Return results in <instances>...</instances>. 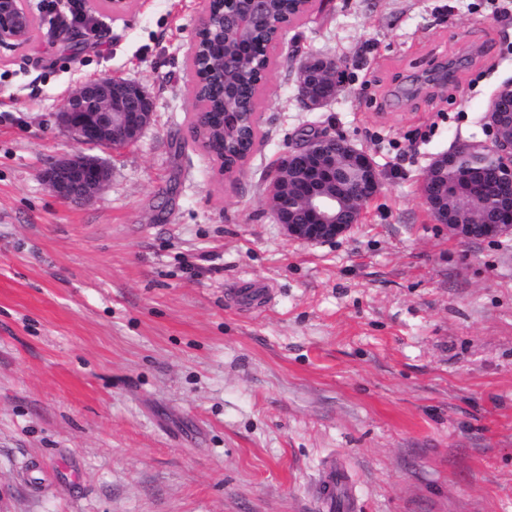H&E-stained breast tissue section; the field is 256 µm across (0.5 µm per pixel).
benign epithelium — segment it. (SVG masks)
<instances>
[{
  "label": "benign epithelium",
  "instance_id": "benign-epithelium-1",
  "mask_svg": "<svg viewBox=\"0 0 512 512\" xmlns=\"http://www.w3.org/2000/svg\"><path fill=\"white\" fill-rule=\"evenodd\" d=\"M213 0H203V11L198 28L213 25V35L221 39L232 35L234 41L225 42L224 53L214 72L222 74L230 66L235 43L245 41L257 27L270 28L280 37L287 28L270 13L269 0H224V12L211 21ZM36 15L32 0H0V48L13 50L27 44L32 37ZM340 63L333 57L310 54L301 60L297 70L296 98L306 111L320 109L336 95L340 84ZM319 77L329 90L327 95L312 91L310 83ZM512 97V83L504 84L492 98L483 118L488 140L467 141L447 152L434 156L425 169L429 174L448 167L457 154L468 152L474 165L495 164L500 177L512 182V136L501 134V125L512 122L511 112H502L498 100L503 95ZM154 104L138 84L116 79H104L79 85L66 99L60 121L70 137L86 145L124 147L139 140L153 116ZM340 140L346 151L350 169L357 174L352 195L357 205L352 207V222L336 221V210L344 206L343 197L334 193L310 191L301 196L288 189V173L311 174L319 181H336V162L324 151L328 140ZM108 167L95 157L80 155L57 160L45 172L46 185L63 202H86L99 194L109 180ZM381 174L372 156L346 139L320 131L296 143L278 160L268 177L266 199L274 223L280 225L288 238L304 243L333 242L347 233L352 225L361 223L365 207L380 192ZM303 209L308 219L301 224L289 221V213ZM512 237V198L498 199L494 221L483 225L482 238Z\"/></svg>",
  "mask_w": 512,
  "mask_h": 512
}]
</instances>
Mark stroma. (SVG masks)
<instances>
[{"mask_svg": "<svg viewBox=\"0 0 512 512\" xmlns=\"http://www.w3.org/2000/svg\"><path fill=\"white\" fill-rule=\"evenodd\" d=\"M32 5L30 43L0 49V512H328L333 467L355 512H512V238L454 236L420 190L433 156L485 136L512 0H312L230 178L188 132L202 0ZM309 54L341 63L315 111L296 100ZM103 78L154 102L121 150L58 121ZM314 128L383 181L322 245L289 239L263 193ZM74 155L110 178L68 204L43 173Z\"/></svg>", "mask_w": 512, "mask_h": 512, "instance_id": "obj_1", "label": "stroma"}]
</instances>
